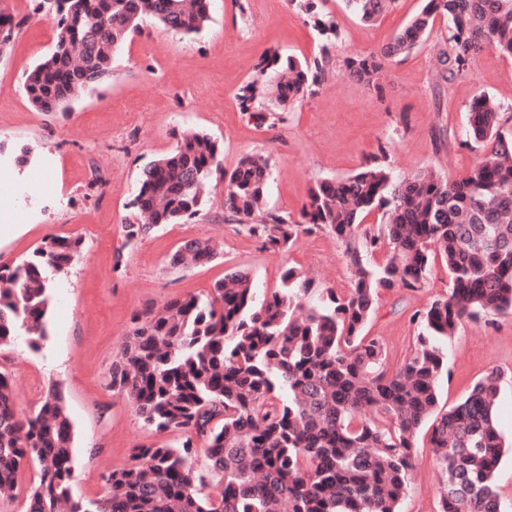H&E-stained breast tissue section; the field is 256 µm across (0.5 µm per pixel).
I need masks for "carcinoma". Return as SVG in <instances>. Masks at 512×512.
<instances>
[{"label":"carcinoma","instance_id":"1","mask_svg":"<svg viewBox=\"0 0 512 512\" xmlns=\"http://www.w3.org/2000/svg\"><path fill=\"white\" fill-rule=\"evenodd\" d=\"M210 2L45 0L56 42L22 89L38 111H66L77 92L112 76L116 51L145 20L198 34ZM319 2L287 0L321 38L320 55L264 57L237 90L240 110L259 126L282 122L285 107L322 80L338 29ZM394 2L346 5L373 25ZM439 16L448 20L441 80L455 79L486 48L512 59V0H426L379 51L348 61L352 76L379 87L388 64L424 45ZM19 26L0 9V53ZM267 91L271 108L259 101ZM503 111L485 94L474 100L468 135L481 156L461 177L432 169L397 177L381 150L349 175L317 180L295 216L263 209L269 158L243 156L226 169L215 139L183 132L171 152L143 168L131 202L136 221L122 225L124 245L198 215L203 187L216 175L224 213L269 250L333 233L352 288L339 295L287 268L259 300L251 274L235 268L206 295L134 312L109 386L144 427L178 439L134 449L96 499L73 495L75 433L62 392L49 389L22 415L0 372V490L19 491L32 466L38 481L25 512H400L415 436L427 424L444 488L440 512H500L495 472L512 453L496 420L501 374L478 379L449 410L439 409L438 387L448 372L442 344L463 319L512 314V130ZM376 211L382 223L364 224ZM80 245L52 236L21 263L0 265V348L19 336L40 346L53 302L50 274L68 270ZM220 255L207 240L186 239L168 265L202 267ZM437 260L448 271V292L416 315L422 332L390 372L383 341L363 335L364 327L381 290L424 287Z\"/></svg>","mask_w":512,"mask_h":512}]
</instances>
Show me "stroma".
I'll use <instances>...</instances> for the list:
<instances>
[{"label":"stroma","instance_id":"35a3bbf8","mask_svg":"<svg viewBox=\"0 0 512 512\" xmlns=\"http://www.w3.org/2000/svg\"><path fill=\"white\" fill-rule=\"evenodd\" d=\"M397 0L374 25L362 23L345 0H328L341 38L312 95L295 103L275 128L260 127L240 109L235 94L262 57L272 52L311 58L316 32L280 0H249L239 13L233 0H211L210 19L196 35L181 36L145 21L114 58L109 79L85 92L70 111L48 116L21 90L24 74L54 45L56 30L35 0H0L22 25L0 53V198H26V206L0 215V263L28 259L49 236L90 224L73 266L53 278L48 336L39 349L26 337L0 348L16 407L27 414L50 387L65 396L75 426L77 472L73 494L94 499L105 476L130 460L134 448L155 443L133 408L109 387L134 311L185 294L203 295L225 272L250 271L258 291L278 284L286 268L343 293L352 285L344 247L328 232L301 236L295 248H263L224 219V184L211 181L204 209L121 251V224L142 169L170 152L177 135L196 129L218 140L224 167L246 155L270 158L267 206L298 213L317 179L344 176L386 148L395 175L434 168L457 178L478 160L466 146L470 106L479 94L512 105V59L486 50L462 75L436 83V54L445 33L437 23L430 40L387 67L380 90L352 78L349 58L379 50L421 7ZM30 151L21 169L13 158ZM209 240L223 256L204 267L173 269L167 256L183 239ZM448 290V274L435 266L422 288L382 291L366 331L380 337L397 365L420 331L414 313ZM449 377L439 387L443 409L456 405L490 370L502 374L496 418L512 442V314L463 321L444 347ZM439 473L427 436H419L410 489L401 512H439Z\"/></svg>","mask_w":512,"mask_h":512}]
</instances>
